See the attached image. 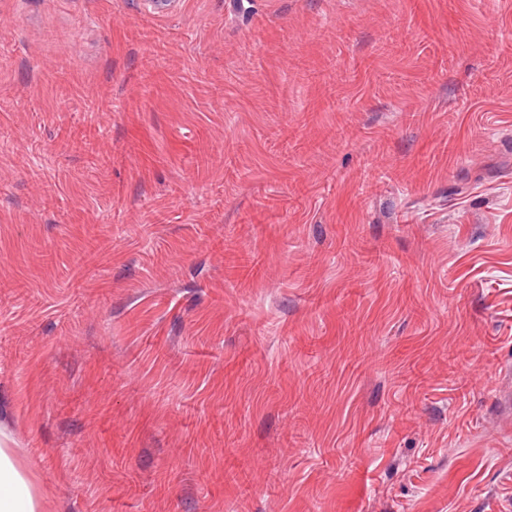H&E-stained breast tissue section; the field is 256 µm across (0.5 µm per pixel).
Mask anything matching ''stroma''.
<instances>
[{
  "label": "stroma",
  "instance_id": "35a3bbf8",
  "mask_svg": "<svg viewBox=\"0 0 512 512\" xmlns=\"http://www.w3.org/2000/svg\"><path fill=\"white\" fill-rule=\"evenodd\" d=\"M0 446L41 512H512V0H0Z\"/></svg>",
  "mask_w": 512,
  "mask_h": 512
}]
</instances>
